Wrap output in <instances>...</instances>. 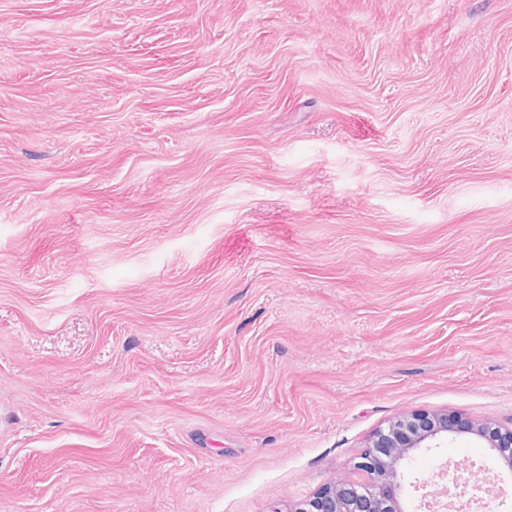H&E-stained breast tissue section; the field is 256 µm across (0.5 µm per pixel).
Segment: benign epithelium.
I'll return each instance as SVG.
<instances>
[{"instance_id": "benign-epithelium-1", "label": "benign epithelium", "mask_w": 512, "mask_h": 512, "mask_svg": "<svg viewBox=\"0 0 512 512\" xmlns=\"http://www.w3.org/2000/svg\"><path fill=\"white\" fill-rule=\"evenodd\" d=\"M459 435L486 443L512 472V428L448 411H413L372 434L356 463V469L366 473L369 481H332L289 512H407L402 505L405 492L410 488L420 492L430 485L429 479L409 469L412 453L442 448L448 438Z\"/></svg>"}]
</instances>
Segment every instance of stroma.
I'll list each match as a JSON object with an SVG mask.
<instances>
[{
	"instance_id": "35a3bbf8",
	"label": "stroma",
	"mask_w": 512,
	"mask_h": 512,
	"mask_svg": "<svg viewBox=\"0 0 512 512\" xmlns=\"http://www.w3.org/2000/svg\"><path fill=\"white\" fill-rule=\"evenodd\" d=\"M416 410L512 426V0H0V512H288Z\"/></svg>"
}]
</instances>
